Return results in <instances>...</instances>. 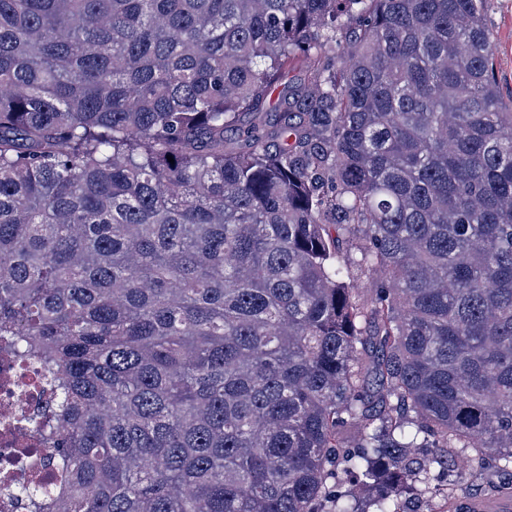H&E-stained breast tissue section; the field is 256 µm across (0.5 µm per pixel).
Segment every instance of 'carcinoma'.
Instances as JSON below:
<instances>
[{"label": "carcinoma", "instance_id": "carcinoma-1", "mask_svg": "<svg viewBox=\"0 0 512 512\" xmlns=\"http://www.w3.org/2000/svg\"><path fill=\"white\" fill-rule=\"evenodd\" d=\"M486 5L0 0V355L57 382L29 512H450L512 475ZM508 476L503 475L500 472H482L471 485L465 491L466 495L473 497L474 499H490L494 496L490 495L489 486L491 483L500 482V480H506Z\"/></svg>", "mask_w": 512, "mask_h": 512}]
</instances>
